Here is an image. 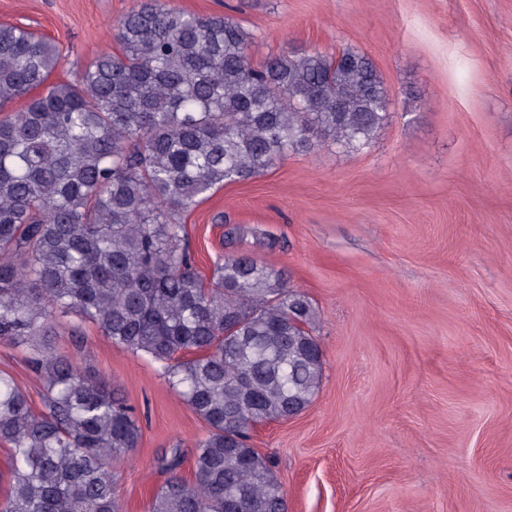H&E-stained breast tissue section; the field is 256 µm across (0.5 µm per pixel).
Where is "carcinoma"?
<instances>
[{"instance_id": "1", "label": "carcinoma", "mask_w": 512, "mask_h": 512, "mask_svg": "<svg viewBox=\"0 0 512 512\" xmlns=\"http://www.w3.org/2000/svg\"><path fill=\"white\" fill-rule=\"evenodd\" d=\"M117 49L74 81L52 38L0 24V340L31 354L34 411L0 372V512H121L112 460L139 446L112 384L52 347L60 314L159 364L209 427L194 480L177 470L150 512H285L257 422L302 413L322 382L312 299L250 254L194 267L182 215L207 192L262 175L290 152H363L388 119L371 59L290 49L254 64L235 18L143 0L117 21ZM189 351L194 357L175 360Z\"/></svg>"}]
</instances>
